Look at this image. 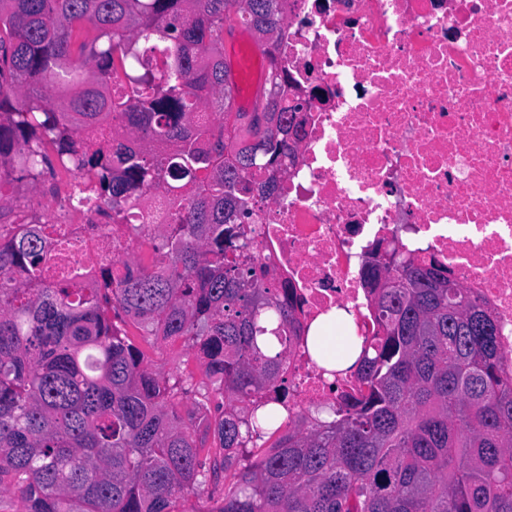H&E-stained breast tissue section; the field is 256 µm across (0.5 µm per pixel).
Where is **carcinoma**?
<instances>
[{"label": "carcinoma", "mask_w": 512, "mask_h": 512, "mask_svg": "<svg viewBox=\"0 0 512 512\" xmlns=\"http://www.w3.org/2000/svg\"><path fill=\"white\" fill-rule=\"evenodd\" d=\"M280 4L0 0V165L34 180L49 142L117 217L159 189L161 164L172 175L165 231L134 227L151 260L104 271V288L42 282L36 229L0 246V489L24 512H178L189 496L198 512H512L496 324L433 258L375 245L361 270L375 333L347 337L360 391L330 421L282 415L298 303L244 259L304 123ZM229 20L267 57L260 112L234 111ZM115 114L135 142L75 149ZM119 320L187 342L207 381L160 375Z\"/></svg>", "instance_id": "cac0c4a2"}]
</instances>
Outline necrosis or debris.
I'll return each mask as SVG.
<instances>
[{"label":"necrosis or debris","mask_w":512,"mask_h":512,"mask_svg":"<svg viewBox=\"0 0 512 512\" xmlns=\"http://www.w3.org/2000/svg\"><path fill=\"white\" fill-rule=\"evenodd\" d=\"M282 64L306 118L280 189L255 224L254 265L274 269L304 327L333 309L374 324L361 269L375 244L435 258L494 315L512 376V0H283ZM0 231L40 225L47 280L80 292L131 253L130 227L168 223L158 195L125 207L56 186H13ZM289 416L335 404L351 379L294 348Z\"/></svg>","instance_id":"1"}]
</instances>
